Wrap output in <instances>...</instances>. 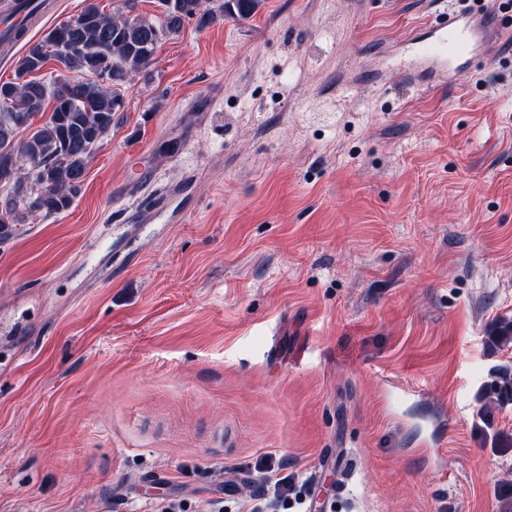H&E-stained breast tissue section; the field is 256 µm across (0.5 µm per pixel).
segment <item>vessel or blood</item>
<instances>
[{
    "instance_id": "obj_1",
    "label": "vessel or blood",
    "mask_w": 512,
    "mask_h": 512,
    "mask_svg": "<svg viewBox=\"0 0 512 512\" xmlns=\"http://www.w3.org/2000/svg\"><path fill=\"white\" fill-rule=\"evenodd\" d=\"M441 16V22L431 25L429 37L419 47L423 61L438 73L461 71L472 51L489 50L500 38L487 12H460L447 7Z\"/></svg>"
}]
</instances>
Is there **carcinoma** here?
<instances>
[{
	"label": "carcinoma",
	"mask_w": 512,
	"mask_h": 512,
	"mask_svg": "<svg viewBox=\"0 0 512 512\" xmlns=\"http://www.w3.org/2000/svg\"><path fill=\"white\" fill-rule=\"evenodd\" d=\"M19 0H6L0 13L7 23L0 54H10L20 38L10 20ZM107 14L91 3L83 22L62 23L18 57L13 81L0 82V238L27 215H58L80 195L96 146L112 129L123 107L121 87L151 65L160 41L177 35L188 20L204 29L217 20L245 21L263 0H156L158 15H130V0H115ZM51 59L79 79L58 75L51 83L35 79ZM53 104L40 125L34 118ZM35 167L27 170L25 164Z\"/></svg>",
	"instance_id": "1"
}]
</instances>
